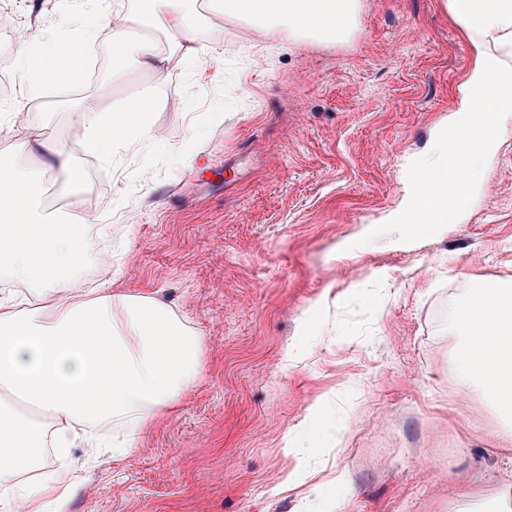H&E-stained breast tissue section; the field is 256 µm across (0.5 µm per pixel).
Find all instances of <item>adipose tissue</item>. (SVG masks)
I'll list each match as a JSON object with an SVG mask.
<instances>
[{
    "instance_id": "adipose-tissue-1",
    "label": "adipose tissue",
    "mask_w": 512,
    "mask_h": 512,
    "mask_svg": "<svg viewBox=\"0 0 512 512\" xmlns=\"http://www.w3.org/2000/svg\"><path fill=\"white\" fill-rule=\"evenodd\" d=\"M149 25L130 14L108 13L105 0H67L74 15L106 16L116 59L153 71L172 53L196 57L191 23L198 0H143ZM217 15L242 16L252 28L288 26L294 34L333 42L353 30L360 0H211ZM447 8L475 49L473 69L458 109L432 154L414 168L409 204L416 224H448L464 214L483 175V161L512 118V0H448ZM92 30L83 28L47 46L49 65L40 84L77 77ZM165 36L170 49L158 47ZM151 89L111 112L82 99L83 112H99L96 127L78 146L106 155L132 135L153 137ZM26 138L0 157V275L30 287L29 297L0 294V512H65L81 481L69 450L90 440L88 425L111 422L120 433L112 451L130 454L155 419L174 411L202 374L205 342L152 296L112 292L109 283L88 289L77 274L84 264L81 239L90 219L79 208L65 216L39 210L34 181L13 156L36 155L67 188L84 183L71 153L30 123ZM454 191L456 204L438 211L437 198ZM416 224L398 223L404 233ZM457 334L453 366L480 387L485 400L512 422V280L477 282L452 308ZM57 464L46 479L27 484L19 475L45 445Z\"/></svg>"
}]
</instances>
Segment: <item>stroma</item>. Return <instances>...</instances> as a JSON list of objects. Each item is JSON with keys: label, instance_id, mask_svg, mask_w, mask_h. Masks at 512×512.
Segmentation results:
<instances>
[{"label": "stroma", "instance_id": "obj_1", "mask_svg": "<svg viewBox=\"0 0 512 512\" xmlns=\"http://www.w3.org/2000/svg\"><path fill=\"white\" fill-rule=\"evenodd\" d=\"M445 2L361 0L347 39L255 42L202 0L197 60L77 84L104 112L152 89L166 130L90 158L94 115L15 67L19 31L68 32L61 0H0L17 15L0 106L35 105L96 186L98 242L124 245L113 291L160 299L206 342L201 380L130 455L73 449L90 469L68 512H479L457 482L512 470L505 422L454 370L449 316L472 282L512 279V120L461 221L391 230L405 166L475 60Z\"/></svg>", "mask_w": 512, "mask_h": 512}]
</instances>
